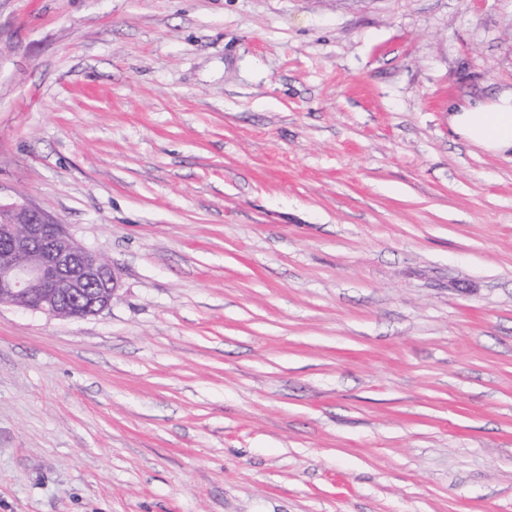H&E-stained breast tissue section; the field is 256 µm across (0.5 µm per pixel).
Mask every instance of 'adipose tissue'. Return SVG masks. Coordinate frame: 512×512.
Wrapping results in <instances>:
<instances>
[{
  "instance_id": "1",
  "label": "adipose tissue",
  "mask_w": 512,
  "mask_h": 512,
  "mask_svg": "<svg viewBox=\"0 0 512 512\" xmlns=\"http://www.w3.org/2000/svg\"><path fill=\"white\" fill-rule=\"evenodd\" d=\"M448 127L461 140L489 154L512 155V89L488 101L450 104Z\"/></svg>"
}]
</instances>
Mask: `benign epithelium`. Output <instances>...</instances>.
Returning a JSON list of instances; mask_svg holds the SVG:
<instances>
[{
	"mask_svg": "<svg viewBox=\"0 0 512 512\" xmlns=\"http://www.w3.org/2000/svg\"><path fill=\"white\" fill-rule=\"evenodd\" d=\"M113 263L24 203L0 204V305L79 320L112 304Z\"/></svg>",
	"mask_w": 512,
	"mask_h": 512,
	"instance_id": "7a95c632",
	"label": "benign epithelium"
}]
</instances>
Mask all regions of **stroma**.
<instances>
[{"label": "stroma", "mask_w": 512, "mask_h": 512, "mask_svg": "<svg viewBox=\"0 0 512 512\" xmlns=\"http://www.w3.org/2000/svg\"><path fill=\"white\" fill-rule=\"evenodd\" d=\"M512 0H0V202L121 276L0 305V512H512ZM448 128L461 140L491 155H512V89L489 101L451 103Z\"/></svg>", "instance_id": "obj_1"}]
</instances>
